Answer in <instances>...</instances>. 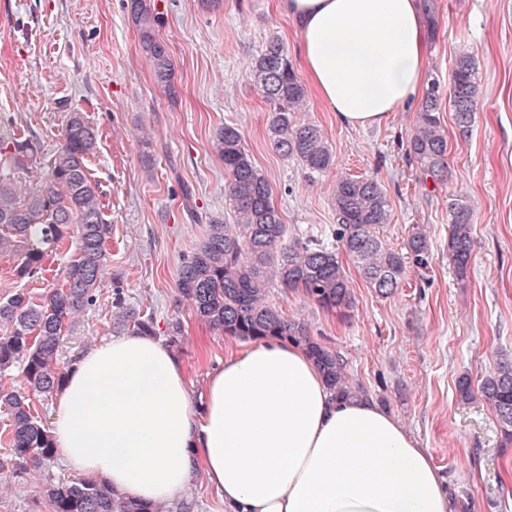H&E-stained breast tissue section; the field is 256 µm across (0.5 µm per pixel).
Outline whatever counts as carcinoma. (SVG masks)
<instances>
[{
  "mask_svg": "<svg viewBox=\"0 0 512 512\" xmlns=\"http://www.w3.org/2000/svg\"><path fill=\"white\" fill-rule=\"evenodd\" d=\"M131 21L142 51L151 61L155 81L176 93L174 64L160 39L162 17L153 0H130ZM249 75L269 106L266 135L272 148L293 159L309 176L334 165L323 131L299 123L308 91L281 42L272 40L251 62ZM480 95L479 67L473 56L454 60L448 107L467 130ZM440 84H429L407 141V154L427 176H448V138L439 114ZM97 142L96 129L82 112L68 113L62 142L46 164L44 182L21 192L0 176V256L17 258L19 279L44 270L47 257L69 239L76 256L64 269L62 283L35 298L23 290L0 296V408L8 419L0 452V474L39 473L59 455L49 426L35 402L48 401L65 381L61 364L65 333L98 301L109 275L107 252L112 225L106 223L99 185L92 181L88 158ZM212 149L224 161V197L229 220H209L205 239L179 268L181 301L210 328L243 341L278 338L298 343L314 358L338 398L367 395L350 381L347 363L334 348L311 336L308 325L288 318L272 299V287L300 289L328 310L350 309L352 289L342 258L354 263L363 280L382 296L401 287L407 264L426 268L432 259L430 238L416 225L405 250H394L377 229L391 222V207L380 183L370 177H340L333 186L336 214L333 243L315 238L288 239L269 180L244 146L236 124L217 129ZM31 141L15 137L8 155L13 168L29 169L36 159ZM448 262L466 277L472 256L473 209L456 199L449 206ZM112 331L156 335L153 316L130 306L119 285L113 288ZM21 370L17 388L13 371ZM479 393L494 409L506 443L512 444V354H501L482 380ZM36 503L48 512H165L163 506L124 496L106 480L73 478L42 487Z\"/></svg>",
  "mask_w": 512,
  "mask_h": 512,
  "instance_id": "1",
  "label": "carcinoma"
}]
</instances>
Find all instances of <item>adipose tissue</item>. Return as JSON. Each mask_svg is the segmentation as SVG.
<instances>
[{"mask_svg": "<svg viewBox=\"0 0 512 512\" xmlns=\"http://www.w3.org/2000/svg\"><path fill=\"white\" fill-rule=\"evenodd\" d=\"M320 98L376 126L426 79L418 0H276ZM52 435L66 466L125 496L167 502L203 469L225 512H448L428 449L374 400H339L300 345L267 339L225 357L190 398L158 338L122 335L68 371Z\"/></svg>", "mask_w": 512, "mask_h": 512, "instance_id": "ef3b65f1", "label": "adipose tissue"}]
</instances>
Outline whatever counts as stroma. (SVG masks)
I'll use <instances>...</instances> for the list:
<instances>
[{"instance_id":"35a3bbf8","label":"stroma","mask_w":512,"mask_h":512,"mask_svg":"<svg viewBox=\"0 0 512 512\" xmlns=\"http://www.w3.org/2000/svg\"><path fill=\"white\" fill-rule=\"evenodd\" d=\"M436 29L427 38V77L449 87L459 52L479 64L481 98L468 131L441 110L448 133L449 176L432 180L406 154L417 104L381 125L349 127L309 91L299 121L318 126L335 165L310 178L276 153L265 133L267 106L248 67L268 39L279 38L298 60L297 37L274 0H154L161 37L174 63L176 95L155 82L124 0H0V161L21 135L49 155L68 113L86 114L98 132L88 167L112 226V279L74 324L63 365L105 343L111 294L122 286L130 305L152 313L166 338L172 321L183 333L173 347L192 396L227 353L245 343L201 323L180 300L178 271L224 215V163L212 149L215 130L232 122L271 183L289 235L329 238L336 219L332 187L342 176L372 177L386 191L392 221L379 235L403 249L412 225L432 241L425 270L408 268L394 295H378L353 265L345 270L354 304L329 312L301 290L277 288L273 300L335 348L370 398L386 400L420 447L429 449L448 494L449 512H512V446L482 399L457 398L462 375L481 380L497 352H512V0H430ZM153 132L142 147L141 127ZM474 208L473 255L464 280L448 263L451 199ZM75 248L49 257L42 276L15 277L16 261L0 256V296L33 295L59 283ZM73 473L55 462L34 476L0 479V512H34L42 484Z\"/></svg>"}]
</instances>
